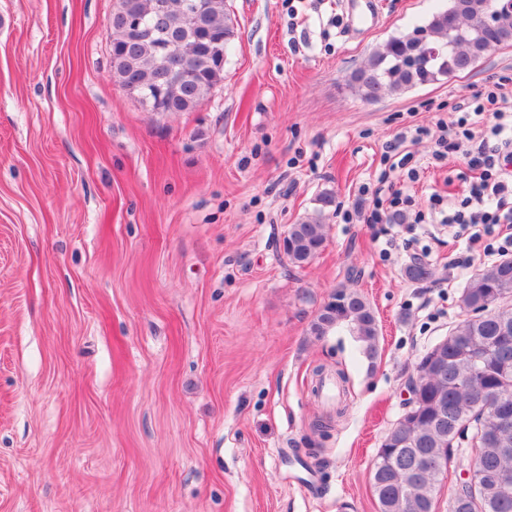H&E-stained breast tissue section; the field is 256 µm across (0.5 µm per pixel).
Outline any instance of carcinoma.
I'll return each mask as SVG.
<instances>
[{"label":"carcinoma","instance_id":"cac0c4a2","mask_svg":"<svg viewBox=\"0 0 512 512\" xmlns=\"http://www.w3.org/2000/svg\"><path fill=\"white\" fill-rule=\"evenodd\" d=\"M494 8L493 0H448L412 30L391 37L371 52L346 80V88L363 101L384 94L401 95L444 77L464 73L489 50L512 46V7L498 9L493 26L477 19ZM152 0H115L109 37L112 78L121 87L137 86L135 97L150 112L167 108L188 112L207 99L224 80V58L235 38V24L225 0H210L200 26H191L183 0H172L153 15ZM151 16L148 27L134 32L124 18ZM183 56L193 74L189 81L168 76V63ZM289 262L303 266L324 248L320 215L288 227ZM512 296V260L501 261L467 283L461 303L475 316L448 334L441 354L448 370L416 368L420 400L414 417L398 422L378 449L371 488L378 512H434L439 485L449 466L465 452L466 437L479 438L477 470L482 496L471 506L461 500L466 489L453 488L448 512H512V421L503 424L500 408L512 414V310H493L494 302ZM340 308L326 305L311 331L323 336L346 325L366 343L365 355L375 356L376 318L367 301L349 288L336 290Z\"/></svg>","mask_w":512,"mask_h":512}]
</instances>
